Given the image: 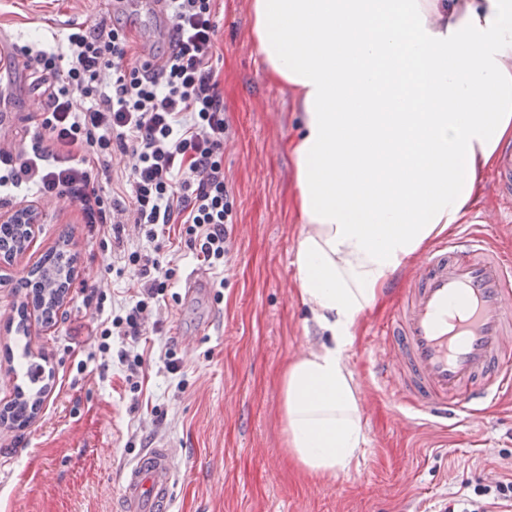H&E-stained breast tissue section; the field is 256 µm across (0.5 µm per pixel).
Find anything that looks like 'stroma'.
Returning a JSON list of instances; mask_svg holds the SVG:
<instances>
[{
	"instance_id": "obj_1",
	"label": "stroma",
	"mask_w": 512,
	"mask_h": 512,
	"mask_svg": "<svg viewBox=\"0 0 512 512\" xmlns=\"http://www.w3.org/2000/svg\"><path fill=\"white\" fill-rule=\"evenodd\" d=\"M119 25L140 58L163 53L153 17L138 0H0V38L57 51L72 22ZM221 49L213 60L224 92L228 138L224 181L234 224L223 264L208 268L175 233L156 254L172 275L136 345L143 363L130 373L124 337L97 351L107 317L133 306L140 266L121 260L111 234L85 223L80 207L53 196L0 192V212L42 215L29 248L0 272L18 277L68 234L74 278L51 324L31 319V358L4 324L22 301L0 286V406L25 380L28 362L50 372L35 417L0 425V512H115L123 468L162 440L179 451L174 512H434L464 482L512 473V394L460 418L449 432L411 424L409 409L376 383L383 344L376 336L401 298L390 281L354 329L347 363L363 395L366 442L348 473L317 479L295 470L282 449L283 364L316 345L319 333L295 298L294 248L302 221L294 163L286 150L299 118L293 93L269 80L250 37V0H221ZM10 94L13 123L0 124V149L29 146L46 100L31 85ZM475 204L482 229L512 260V223L497 221L492 173ZM206 270L211 288L184 295V281ZM180 361L170 370L169 357Z\"/></svg>"
}]
</instances>
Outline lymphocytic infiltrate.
<instances>
[{"label":"lymphocytic infiltrate","mask_w":512,"mask_h":512,"mask_svg":"<svg viewBox=\"0 0 512 512\" xmlns=\"http://www.w3.org/2000/svg\"><path fill=\"white\" fill-rule=\"evenodd\" d=\"M218 0H166L169 47L156 63L135 58L120 27H78L64 52L26 49L36 84H50L41 130L19 162L0 171V187L35 186L37 193L70 197L89 224L112 227L122 245L134 224L148 242L182 226L198 259L223 263L233 222L224 182V94L213 58ZM87 106L73 109V97ZM78 155H70V147ZM125 163L132 181L130 210L109 208L95 186L97 172ZM159 277L139 288V300L100 332L138 342L145 314L165 292ZM444 512H512V477L475 484L449 497Z\"/></svg>","instance_id":"1"}]
</instances>
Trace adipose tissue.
Masks as SVG:
<instances>
[{
	"label": "adipose tissue",
	"instance_id": "ef3b65f1",
	"mask_svg": "<svg viewBox=\"0 0 512 512\" xmlns=\"http://www.w3.org/2000/svg\"><path fill=\"white\" fill-rule=\"evenodd\" d=\"M251 21L295 94L296 299L323 334L283 370V450L332 479L366 441L354 328L512 146V0H251Z\"/></svg>",
	"mask_w": 512,
	"mask_h": 512
}]
</instances>
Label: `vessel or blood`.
Here are the masks:
<instances>
[{
  "label": "vessel or blood",
  "instance_id": "b4317fda",
  "mask_svg": "<svg viewBox=\"0 0 512 512\" xmlns=\"http://www.w3.org/2000/svg\"><path fill=\"white\" fill-rule=\"evenodd\" d=\"M498 196L512 213V151L497 165ZM381 330L378 375L419 418L455 420L512 382V265L486 238L461 236L427 253L402 285ZM175 449H144L121 476V512H171Z\"/></svg>",
  "mask_w": 512,
  "mask_h": 512
}]
</instances>
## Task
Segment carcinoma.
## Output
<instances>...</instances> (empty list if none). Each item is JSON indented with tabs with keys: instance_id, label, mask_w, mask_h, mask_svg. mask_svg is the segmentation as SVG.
I'll list each match as a JSON object with an SVG mask.
<instances>
[{
	"instance_id": "carcinoma-1",
	"label": "carcinoma",
	"mask_w": 512,
	"mask_h": 512,
	"mask_svg": "<svg viewBox=\"0 0 512 512\" xmlns=\"http://www.w3.org/2000/svg\"><path fill=\"white\" fill-rule=\"evenodd\" d=\"M29 226L26 224H0V258L11 262L29 246ZM72 280L70 266L61 262V250L51 249L40 258L27 275L18 278L14 287L25 291V300L10 317L7 330L22 340L29 336L28 309L42 312L45 319H53L60 298ZM48 385L40 384V375L31 374L29 383L16 387L14 399L0 410V425L25 426L37 413Z\"/></svg>"
}]
</instances>
